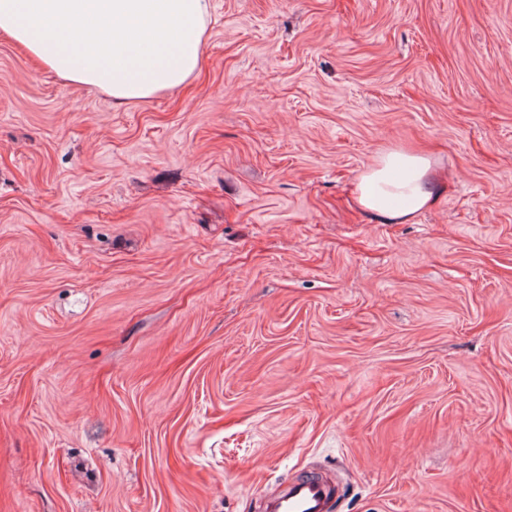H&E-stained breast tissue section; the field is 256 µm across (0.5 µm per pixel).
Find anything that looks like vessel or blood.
I'll return each mask as SVG.
<instances>
[{
    "label": "vessel or blood",
    "instance_id": "1",
    "mask_svg": "<svg viewBox=\"0 0 512 512\" xmlns=\"http://www.w3.org/2000/svg\"><path fill=\"white\" fill-rule=\"evenodd\" d=\"M342 486L324 475H310L290 482L270 498L265 512H333Z\"/></svg>",
    "mask_w": 512,
    "mask_h": 512
}]
</instances>
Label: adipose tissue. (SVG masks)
<instances>
[{
	"label": "adipose tissue",
	"instance_id": "adipose-tissue-1",
	"mask_svg": "<svg viewBox=\"0 0 512 512\" xmlns=\"http://www.w3.org/2000/svg\"><path fill=\"white\" fill-rule=\"evenodd\" d=\"M210 0H0V34L57 76L135 103L196 70ZM441 189L437 163L392 149L355 183V203L379 222H412Z\"/></svg>",
	"mask_w": 512,
	"mask_h": 512
}]
</instances>
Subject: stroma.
Returning <instances> with one entry per match:
<instances>
[{
  "mask_svg": "<svg viewBox=\"0 0 512 512\" xmlns=\"http://www.w3.org/2000/svg\"><path fill=\"white\" fill-rule=\"evenodd\" d=\"M445 174L412 224L380 153ZM512 512V0H211L136 104L0 34V512ZM438 164L416 152L392 149L377 156L355 183V203L382 224H406L434 203L441 189ZM342 484L324 475H310L290 482L270 498L265 512H333Z\"/></svg>",
  "mask_w": 512,
  "mask_h": 512,
  "instance_id": "35a3bbf8",
  "label": "stroma"
}]
</instances>
